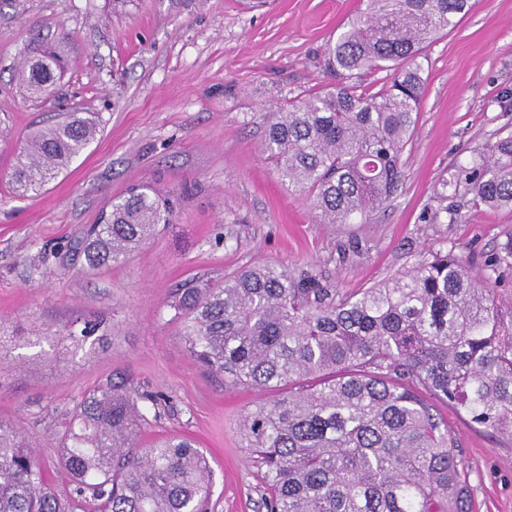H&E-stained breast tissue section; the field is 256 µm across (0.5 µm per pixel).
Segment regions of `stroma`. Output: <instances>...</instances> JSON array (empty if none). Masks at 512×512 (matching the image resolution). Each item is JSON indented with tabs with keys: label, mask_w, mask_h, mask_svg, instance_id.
Wrapping results in <instances>:
<instances>
[{
	"label": "stroma",
	"mask_w": 512,
	"mask_h": 512,
	"mask_svg": "<svg viewBox=\"0 0 512 512\" xmlns=\"http://www.w3.org/2000/svg\"><path fill=\"white\" fill-rule=\"evenodd\" d=\"M365 0H0V321L33 331L105 314L112 333L77 356L18 339L0 361V421L25 435L55 491L69 495L55 433L90 387L159 392L140 445L180 434L207 455L211 512H265V485L240 429L266 393L234 385L189 355L167 302L189 277L265 262L320 274L344 296L454 250L512 306V270L487 261L512 240V208L460 202L438 216L441 182L496 133L512 132V0H478L415 64L424 94L403 186L361 224H323L261 153L272 110L333 77L324 51ZM66 45L52 96L16 73L39 45ZM100 123L96 140L38 193L6 175L24 137L61 112ZM137 185L179 201L172 224L124 263L97 271L71 245L106 202ZM471 491L468 512H512V438L437 404Z\"/></svg>",
	"instance_id": "stroma-1"
}]
</instances>
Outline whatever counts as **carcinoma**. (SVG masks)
Here are the masks:
<instances>
[{
	"label": "carcinoma",
	"instance_id": "carcinoma-1",
	"mask_svg": "<svg viewBox=\"0 0 512 512\" xmlns=\"http://www.w3.org/2000/svg\"><path fill=\"white\" fill-rule=\"evenodd\" d=\"M472 0H366L327 49L335 85L271 112L261 146L283 182L312 198L323 224L363 221L402 186L424 83L408 66ZM66 59L47 47L19 79L51 93ZM400 69L376 93L373 71ZM99 123L69 112L27 135L9 185L40 190L94 141ZM512 206V132L488 142L443 180L441 198ZM173 201L148 186L107 201L101 223L72 249L92 269L126 261L173 223ZM170 308L187 351L234 384L275 393L243 419L269 490L267 512H467L469 490L433 403L451 404L486 430L512 437V307L453 250L436 252L381 284L336 298L311 272L274 264L212 283L188 278ZM112 323L76 319L41 335L74 356ZM160 395L110 383L87 390L61 423L59 462L71 499L49 486L44 464L0 422V512H204L211 468L183 436L143 447L146 412Z\"/></svg>",
	"mask_w": 512,
	"mask_h": 512
}]
</instances>
